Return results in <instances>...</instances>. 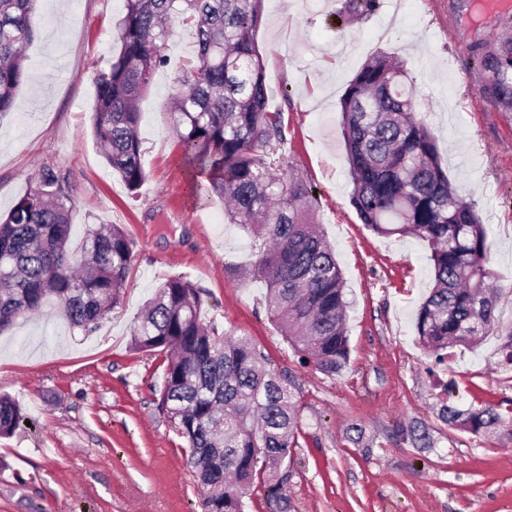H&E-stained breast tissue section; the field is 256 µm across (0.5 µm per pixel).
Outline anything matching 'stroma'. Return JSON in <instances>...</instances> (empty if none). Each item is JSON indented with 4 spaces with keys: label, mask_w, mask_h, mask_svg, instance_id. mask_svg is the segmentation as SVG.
I'll use <instances>...</instances> for the list:
<instances>
[{
    "label": "stroma",
    "mask_w": 512,
    "mask_h": 512,
    "mask_svg": "<svg viewBox=\"0 0 512 512\" xmlns=\"http://www.w3.org/2000/svg\"><path fill=\"white\" fill-rule=\"evenodd\" d=\"M379 0L369 15L345 0H264L255 35L268 103L288 123L283 155L318 200L315 220L346 281L349 362L327 376L302 364L250 273L260 244L228 223L224 202L191 190V173L162 113L190 58L195 32L172 20L168 66L143 93L140 136L148 177L130 197L94 143V71L108 67L124 0H39L19 108L0 121V214L46 170L71 187L72 247L88 225L119 224L134 242L121 307L95 332L70 329L55 304L0 333V393L27 417L0 438V512H201L182 440L157 407L165 362L132 351L130 330L164 278L203 288V321L251 338L297 392L298 444L280 468L292 512H512V433L448 427L443 405L512 407V365L491 333L437 363L415 315L431 281L430 250L362 224L339 100L362 63L401 57L417 110L437 136L458 195L475 203L490 243L502 325L512 324V116L465 77L477 33L500 30L481 0ZM445 14L447 29L436 16ZM426 429L431 445L404 431Z\"/></svg>",
    "instance_id": "stroma-1"
}]
</instances>
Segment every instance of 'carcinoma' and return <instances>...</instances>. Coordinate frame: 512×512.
I'll return each mask as SVG.
<instances>
[{
  "mask_svg": "<svg viewBox=\"0 0 512 512\" xmlns=\"http://www.w3.org/2000/svg\"><path fill=\"white\" fill-rule=\"evenodd\" d=\"M118 45L94 75L92 132L112 172L130 194L147 178L137 101L167 62L166 21L194 27L195 62L175 80L167 119L187 162L209 176L231 224L263 243L255 273L266 286L271 319L301 358L327 376L349 358L342 271L314 223L318 204L301 178L285 172L284 114L268 107L263 57L255 43L263 0H125ZM36 0H0V120L17 108L26 78L24 50L35 36ZM378 0H348L368 15ZM470 46L476 91L512 112V21ZM340 128L362 223L383 236L428 243L434 285L416 315V331L437 358L473 347L499 328L485 225L457 195L442 168L437 138L416 113L404 65L380 52L349 81L339 102ZM70 187L43 172L0 216V332L53 301L73 329L90 333L121 306L134 250L118 224L90 227L70 244ZM201 289L185 275L161 282L131 332L137 352L167 356L159 410L183 439L203 489L202 512H245L254 480L273 477L296 447L297 396L254 342L200 319ZM453 427L512 433V411L443 406ZM23 421L0 395V438Z\"/></svg>",
  "mask_w": 512,
  "mask_h": 512,
  "instance_id": "cac0c4a2",
  "label": "carcinoma"
}]
</instances>
